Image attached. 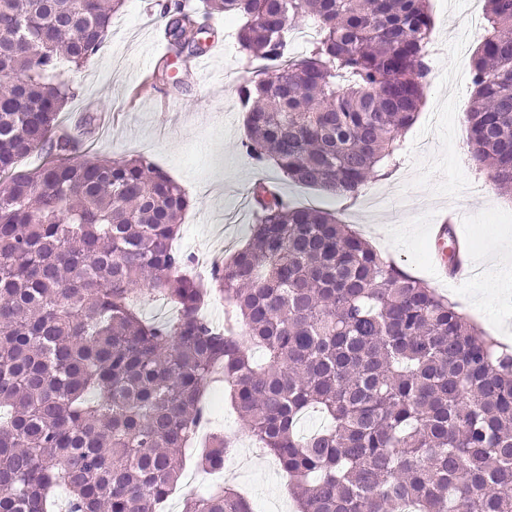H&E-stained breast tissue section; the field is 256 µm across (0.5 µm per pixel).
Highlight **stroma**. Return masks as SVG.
<instances>
[{
    "label": "stroma",
    "instance_id": "35a3bbf8",
    "mask_svg": "<svg viewBox=\"0 0 512 512\" xmlns=\"http://www.w3.org/2000/svg\"><path fill=\"white\" fill-rule=\"evenodd\" d=\"M164 2L126 0L100 56L73 73L79 95L61 121L83 151L149 156L186 189L191 205L177 247L199 260L243 246L254 222L249 189L262 179L296 205L337 213L368 235L373 247L456 299L485 332L512 337V294H501L496 283L499 263L512 265V205H503L489 183L486 202L468 204L466 187L479 173L452 152L465 137L461 119L471 105L465 61L484 33L483 9H471L470 0H429L438 52L420 114L393 172L350 201L290 183L275 167H255L241 152L245 126L237 88L251 71L241 61L236 18L209 22L218 33L220 55L194 63L178 86H154L153 72L167 55L156 42ZM452 210L465 215L458 231L469 247V266L477 271L471 278L442 279L432 262L430 227ZM281 476L274 460L256 457L236 471L232 483L255 512H294Z\"/></svg>",
    "mask_w": 512,
    "mask_h": 512
}]
</instances>
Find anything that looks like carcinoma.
Segmentation results:
<instances>
[{"label":"carcinoma","instance_id":"cac0c4a2","mask_svg":"<svg viewBox=\"0 0 512 512\" xmlns=\"http://www.w3.org/2000/svg\"><path fill=\"white\" fill-rule=\"evenodd\" d=\"M123 3L0 0V512H51L60 486L67 512H158L216 379L296 512H512V351L456 302L260 181L248 241L202 278L174 246L182 186L144 155L77 153L65 74ZM224 14L260 64L238 87L243 153L334 198L387 175L428 87L427 0H174L169 57L204 54L202 21ZM485 20L466 146L512 202V0H487ZM302 24L316 38L294 56ZM218 290L228 327L202 315ZM151 297L176 318L143 317ZM314 408L330 427L300 432ZM231 448L212 433L199 465ZM182 512L253 508L224 487Z\"/></svg>","mask_w":512,"mask_h":512}]
</instances>
